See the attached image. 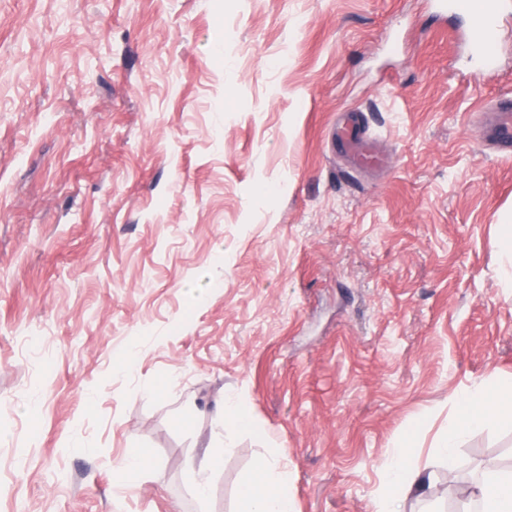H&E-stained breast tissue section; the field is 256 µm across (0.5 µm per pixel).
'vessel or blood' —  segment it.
<instances>
[{"instance_id": "b4317fda", "label": "vessel or blood", "mask_w": 512, "mask_h": 512, "mask_svg": "<svg viewBox=\"0 0 512 512\" xmlns=\"http://www.w3.org/2000/svg\"><path fill=\"white\" fill-rule=\"evenodd\" d=\"M443 12L462 10L474 20L475 27L469 43L473 55L479 62L482 73L489 74L495 69L493 46L502 23L505 9L502 0H442ZM491 111L496 112L495 124L490 130V139L499 151L512 153V99L493 102ZM368 120L365 114L352 112L333 131L331 143L334 151L352 157L363 166H379L383 160L376 155L367 137Z\"/></svg>"}]
</instances>
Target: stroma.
I'll return each instance as SVG.
<instances>
[{
  "instance_id": "stroma-1",
  "label": "stroma",
  "mask_w": 512,
  "mask_h": 512,
  "mask_svg": "<svg viewBox=\"0 0 512 512\" xmlns=\"http://www.w3.org/2000/svg\"><path fill=\"white\" fill-rule=\"evenodd\" d=\"M430 2L0 0V512H237L272 451L293 512H373L397 440L436 468L452 395L512 377V15L482 77ZM352 111L385 167L334 152ZM489 467L512 424L407 512ZM488 112H496L495 124L490 130V140L503 153H512V99H500L489 107ZM224 419V428L239 430L251 425V419L241 401L234 395L225 394L224 400L217 406ZM149 467V462L137 448L128 449L120 464V469L129 486L136 485Z\"/></svg>"
}]
</instances>
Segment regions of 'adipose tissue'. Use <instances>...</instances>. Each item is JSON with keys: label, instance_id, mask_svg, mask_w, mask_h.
<instances>
[{"label": "adipose tissue", "instance_id": "1", "mask_svg": "<svg viewBox=\"0 0 512 512\" xmlns=\"http://www.w3.org/2000/svg\"><path fill=\"white\" fill-rule=\"evenodd\" d=\"M456 413L447 432L433 441L434 457L447 469L455 467V450L473 430L512 421V380L495 385L478 384L455 394ZM409 445L400 443L387 455L384 491L376 503V512H404L406 500L429 490L435 474L415 469L409 463ZM288 474L281 469L276 455L260 458L255 477L239 491L241 512H292L286 489ZM467 502L477 504L480 512H512V470L491 468L464 492Z\"/></svg>", "mask_w": 512, "mask_h": 512}]
</instances>
